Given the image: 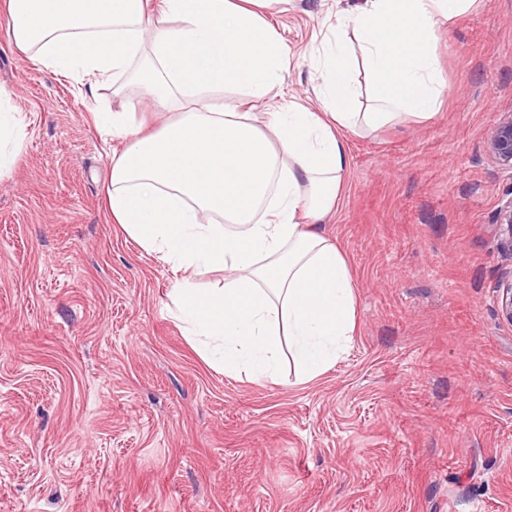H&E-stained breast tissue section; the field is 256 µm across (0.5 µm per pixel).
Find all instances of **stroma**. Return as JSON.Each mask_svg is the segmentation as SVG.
<instances>
[{
    "instance_id": "35a3bbf8",
    "label": "stroma",
    "mask_w": 512,
    "mask_h": 512,
    "mask_svg": "<svg viewBox=\"0 0 512 512\" xmlns=\"http://www.w3.org/2000/svg\"><path fill=\"white\" fill-rule=\"evenodd\" d=\"M276 13L306 102L336 13ZM0 12V110L24 147L0 177V512H512V251L492 221L512 173L485 134L512 111V0L437 33V115L348 137L324 232L352 275L356 328L302 382L225 375L170 317L176 276L106 209L121 112L108 82L36 67Z\"/></svg>"
}]
</instances>
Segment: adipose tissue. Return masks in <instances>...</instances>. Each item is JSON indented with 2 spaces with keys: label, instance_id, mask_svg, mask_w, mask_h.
<instances>
[{
  "label": "adipose tissue",
  "instance_id": "obj_1",
  "mask_svg": "<svg viewBox=\"0 0 512 512\" xmlns=\"http://www.w3.org/2000/svg\"><path fill=\"white\" fill-rule=\"evenodd\" d=\"M272 0H0L16 45L63 76L136 86L167 122L147 132L136 111L105 132L113 223L179 272L169 313L225 374L273 379L282 358L314 379L355 326L346 257L321 224L337 209L345 135L404 115L424 120L445 91L433 42L475 0H365L340 11L313 102L276 107L290 49L261 7ZM369 76L358 107L355 72ZM246 90L243 102L207 92ZM224 271L200 288L189 271Z\"/></svg>",
  "mask_w": 512,
  "mask_h": 512
}]
</instances>
